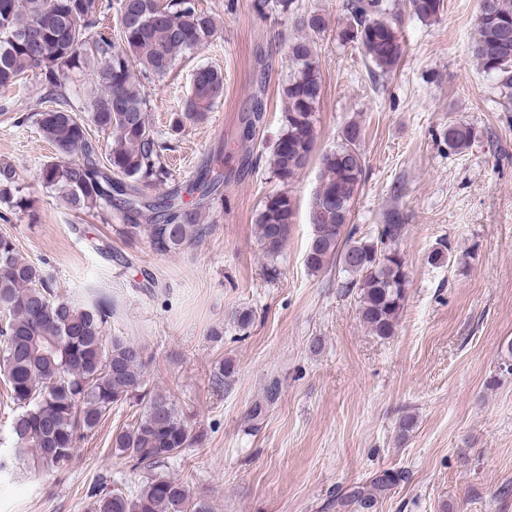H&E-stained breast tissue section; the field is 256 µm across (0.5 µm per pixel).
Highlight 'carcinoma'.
Wrapping results in <instances>:
<instances>
[{"label":"carcinoma","instance_id":"1","mask_svg":"<svg viewBox=\"0 0 512 512\" xmlns=\"http://www.w3.org/2000/svg\"><path fill=\"white\" fill-rule=\"evenodd\" d=\"M406 2L412 17L424 23L439 20L444 10V0ZM255 8L260 14L268 8L286 14L308 31L288 41L291 71L282 88V129L269 160L274 177L286 186L315 150L321 74L313 37L326 30L327 22L316 11L299 12L296 0H256ZM343 8L346 23L336 29V40L356 46L382 72L394 70L404 52L398 3L346 0ZM113 10L120 21L116 38L102 27ZM28 31L37 32L38 39H28ZM216 32L214 17L197 9L195 0H0V89L35 72L55 104L35 118L42 137L59 152L41 166L42 185L78 213L107 220L112 208L119 209L123 223L115 225L116 235L129 242L144 235L157 253L175 252L202 238L208 229L200 223L202 211L221 181L214 167H200L192 180L160 196L142 197L143 186L166 183L170 171L138 75L165 76L179 57L210 43ZM470 50L484 73L512 89V0H479ZM75 72L91 76L97 89L89 122L108 135L104 163L86 122L71 106L66 80ZM223 95L222 73L212 66L196 68L172 131L204 120ZM262 118L257 99L243 117L238 146L252 140ZM362 136L361 126L351 122L342 130L341 144L320 157L305 263L313 272L338 263L349 275L346 287L359 292L363 322L376 335L391 336L408 286L395 248L403 225L380 224L372 236L359 237L350 224L364 174ZM472 137L468 125L448 124V152L467 149ZM185 196L193 208H187ZM0 203L12 213L33 207L10 162H0ZM295 210L286 190L264 197L257 230L267 258L282 252ZM111 314L101 297L80 304L58 296L50 277L23 258L10 237L0 235V375L12 403L11 457L29 459L38 472L58 473L114 408L134 398L141 411L112 436V451L130 470L145 471L144 479L135 493L119 487L92 492L90 512H209L206 504L192 500L184 481L160 472L199 444L201 436L168 395L145 387L144 349L124 336L104 335ZM9 458L0 457V472L9 469ZM402 479L400 472L385 471L336 498V506L374 503Z\"/></svg>","mask_w":512,"mask_h":512}]
</instances>
